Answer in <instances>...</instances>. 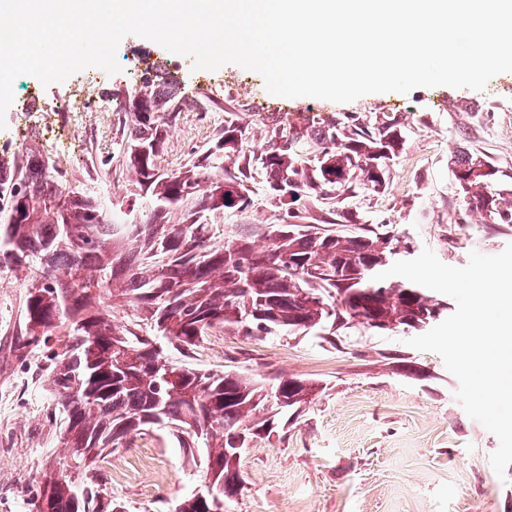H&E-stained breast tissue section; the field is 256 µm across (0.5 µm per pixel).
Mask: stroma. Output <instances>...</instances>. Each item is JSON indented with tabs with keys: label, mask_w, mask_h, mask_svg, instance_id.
<instances>
[{
	"label": "stroma",
	"mask_w": 512,
	"mask_h": 512,
	"mask_svg": "<svg viewBox=\"0 0 512 512\" xmlns=\"http://www.w3.org/2000/svg\"><path fill=\"white\" fill-rule=\"evenodd\" d=\"M147 60L175 76L183 110L158 159L171 172L204 152L226 110L248 131L252 152L264 151L273 128L304 130L311 119L329 123L354 113L376 120L398 117L403 148L385 187L360 190L343 200L302 198L307 216L328 219L342 207L364 224H384L408 238L415 252L431 249L444 264L462 267L471 251L496 255L512 244V224H495L466 213L450 171L462 149L487 155L500 168L495 188L512 197V72L491 78L475 91L448 86L410 93H375L348 103L311 97L284 98L254 87L256 71L227 64L215 71L193 69L190 57L129 34L116 52L118 63ZM91 83L82 114L54 111L60 97L81 80ZM126 72L90 67L65 81L43 85L31 75L13 83L16 99L37 104L34 112H6L0 153L47 151L68 183L106 204L112 221L139 222L146 215L141 190L124 163L122 134L110 109L116 95L134 88ZM216 99L207 113L201 97ZM246 212L207 213L214 241L232 236L263 245L270 225L283 214L256 169ZM24 283L0 271V512H33L41 476L62 454V414L49 389V357L63 338L18 357L16 329L22 320ZM414 330L378 332L343 327L335 344L316 334L247 340L216 333L191 360L202 369L224 370L228 362L252 377L281 373L313 379L322 389L287 434L256 439L241 460L244 487L231 512H512V475L499 477L489 456L498 439L471 419L455 397L457 379L440 356L409 346ZM105 498L124 512H169L205 479L176 439L162 430L136 437L113 453L103 469Z\"/></svg>",
	"instance_id": "stroma-1"
}]
</instances>
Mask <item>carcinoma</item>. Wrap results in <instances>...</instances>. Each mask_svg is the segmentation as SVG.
<instances>
[{"mask_svg": "<svg viewBox=\"0 0 512 512\" xmlns=\"http://www.w3.org/2000/svg\"><path fill=\"white\" fill-rule=\"evenodd\" d=\"M178 96L176 82L157 71L141 77L118 114L126 167L151 204L144 224L106 219L98 198L68 187L40 150L0 162V271L26 272L17 351L60 330L68 337L49 374L65 454L42 475L48 512H123L102 497L95 467L152 428L172 432L199 459L227 504L242 483L232 440L270 437L322 389L279 375L273 388L293 400L284 406L263 381L238 369L192 368L172 360V350L187 357L217 331L261 341L312 329L334 334L350 323L420 330L447 315L413 283L374 279L403 244L394 231L297 223L304 196L383 186L384 160L403 147L397 120L347 115L305 131L274 128L255 156L230 117L197 161L168 173L157 159L179 119ZM304 139L318 148L312 160L300 154ZM257 164L288 222L270 226L260 249L245 237L213 242L200 214L248 209ZM451 174L468 209L512 224V201L491 189L495 165L462 151ZM177 209L183 218L171 224ZM116 304L131 313L122 325L112 318Z\"/></svg>", "mask_w": 512, "mask_h": 512, "instance_id": "cac0c4a2", "label": "carcinoma"}]
</instances>
